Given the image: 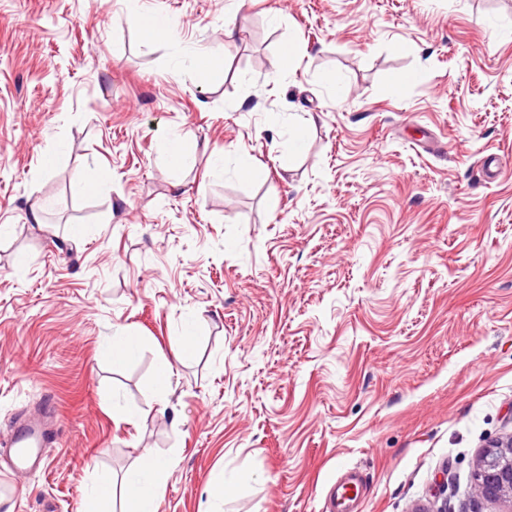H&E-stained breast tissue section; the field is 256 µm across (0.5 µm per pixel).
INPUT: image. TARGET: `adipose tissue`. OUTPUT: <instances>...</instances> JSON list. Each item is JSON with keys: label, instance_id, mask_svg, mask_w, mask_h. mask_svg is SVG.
<instances>
[{"label": "adipose tissue", "instance_id": "obj_1", "mask_svg": "<svg viewBox=\"0 0 512 512\" xmlns=\"http://www.w3.org/2000/svg\"><path fill=\"white\" fill-rule=\"evenodd\" d=\"M171 470V461L146 451L121 482H114L110 474H97L86 489L85 512H101L102 503L117 498L122 501L120 512H156V502L165 489Z\"/></svg>", "mask_w": 512, "mask_h": 512}]
</instances>
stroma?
<instances>
[{
	"mask_svg": "<svg viewBox=\"0 0 512 512\" xmlns=\"http://www.w3.org/2000/svg\"><path fill=\"white\" fill-rule=\"evenodd\" d=\"M36 417L57 439L19 474ZM510 435L512 0H0V512H84L146 449L174 465L158 512L219 477L223 512H323L350 469L363 512H506L472 488ZM139 348L136 336L129 334H116L107 342V350L112 356L113 365L127 364Z\"/></svg>",
	"mask_w": 512,
	"mask_h": 512,
	"instance_id": "1",
	"label": "stroma"
}]
</instances>
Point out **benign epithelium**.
<instances>
[{
  "instance_id": "obj_1",
  "label": "benign epithelium",
  "mask_w": 512,
  "mask_h": 512,
  "mask_svg": "<svg viewBox=\"0 0 512 512\" xmlns=\"http://www.w3.org/2000/svg\"><path fill=\"white\" fill-rule=\"evenodd\" d=\"M474 494L483 500L512 502V436L492 441L477 463Z\"/></svg>"
}]
</instances>
